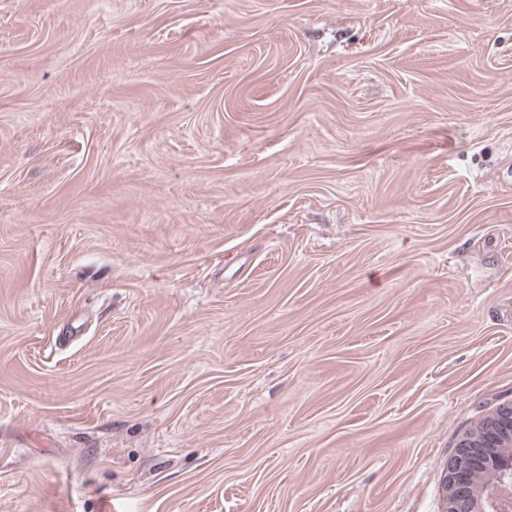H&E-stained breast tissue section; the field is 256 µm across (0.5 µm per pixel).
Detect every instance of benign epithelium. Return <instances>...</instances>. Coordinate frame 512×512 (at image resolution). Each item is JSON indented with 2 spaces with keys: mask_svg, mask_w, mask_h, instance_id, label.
<instances>
[{
  "mask_svg": "<svg viewBox=\"0 0 512 512\" xmlns=\"http://www.w3.org/2000/svg\"><path fill=\"white\" fill-rule=\"evenodd\" d=\"M506 433H512V403L501 405L491 421L460 442L446 467L445 512H479L474 481L465 462L483 459ZM490 505L493 512H512V482H503L493 490Z\"/></svg>",
  "mask_w": 512,
  "mask_h": 512,
  "instance_id": "obj_1",
  "label": "benign epithelium"
}]
</instances>
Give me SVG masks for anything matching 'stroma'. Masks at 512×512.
<instances>
[{
	"label": "stroma",
	"instance_id": "stroma-1",
	"mask_svg": "<svg viewBox=\"0 0 512 512\" xmlns=\"http://www.w3.org/2000/svg\"><path fill=\"white\" fill-rule=\"evenodd\" d=\"M512 401V0H0V512H443ZM506 433H512V403L502 404L491 421L460 442L446 467L445 512L486 511L477 506L474 481L465 462L469 458L482 460L489 448L496 457L512 455L507 441L494 448Z\"/></svg>",
	"mask_w": 512,
	"mask_h": 512
}]
</instances>
